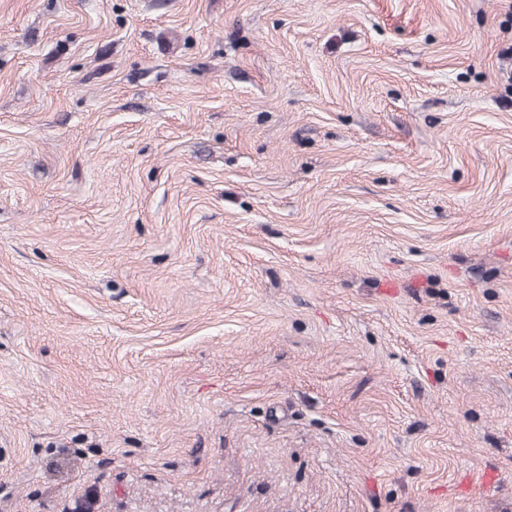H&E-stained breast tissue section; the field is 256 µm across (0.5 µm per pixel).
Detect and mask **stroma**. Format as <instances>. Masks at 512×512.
<instances>
[{
	"label": "stroma",
	"mask_w": 512,
	"mask_h": 512,
	"mask_svg": "<svg viewBox=\"0 0 512 512\" xmlns=\"http://www.w3.org/2000/svg\"><path fill=\"white\" fill-rule=\"evenodd\" d=\"M0 512H512V0H0Z\"/></svg>",
	"instance_id": "1"
}]
</instances>
